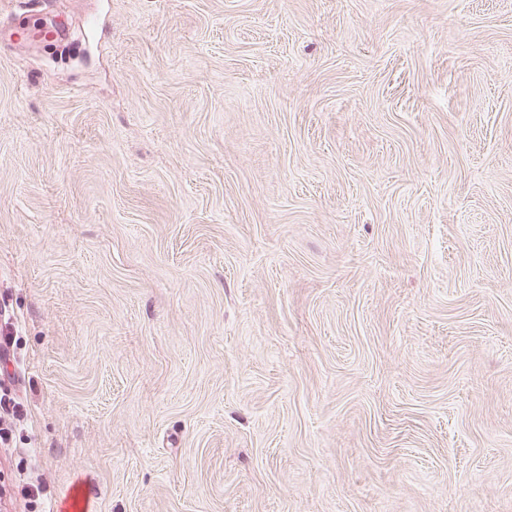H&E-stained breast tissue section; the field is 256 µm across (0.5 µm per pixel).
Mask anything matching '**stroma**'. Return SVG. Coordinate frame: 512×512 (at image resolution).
<instances>
[{"mask_svg": "<svg viewBox=\"0 0 512 512\" xmlns=\"http://www.w3.org/2000/svg\"><path fill=\"white\" fill-rule=\"evenodd\" d=\"M7 323V512H512V0H0Z\"/></svg>", "mask_w": 512, "mask_h": 512, "instance_id": "obj_1", "label": "stroma"}]
</instances>
